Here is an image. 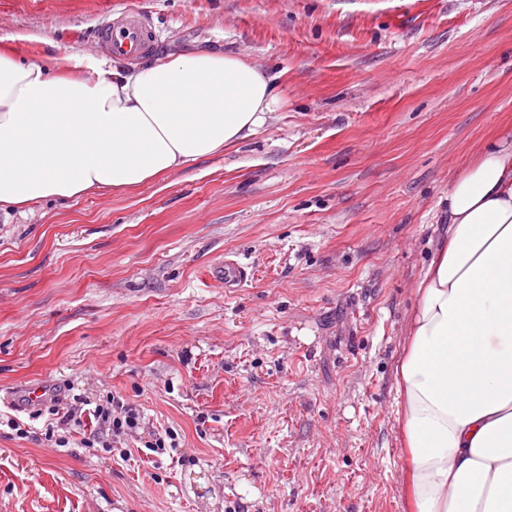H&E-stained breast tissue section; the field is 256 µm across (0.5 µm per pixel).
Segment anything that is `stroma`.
<instances>
[{"label": "stroma", "instance_id": "stroma-1", "mask_svg": "<svg viewBox=\"0 0 512 512\" xmlns=\"http://www.w3.org/2000/svg\"><path fill=\"white\" fill-rule=\"evenodd\" d=\"M124 10L281 105L137 190L0 211V512H412L398 367L448 186L512 129V0H0V49L84 66ZM110 396L140 427L85 447Z\"/></svg>", "mask_w": 512, "mask_h": 512}]
</instances>
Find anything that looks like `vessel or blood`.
<instances>
[{"instance_id":"obj_1","label":"vessel or blood","mask_w":512,"mask_h":512,"mask_svg":"<svg viewBox=\"0 0 512 512\" xmlns=\"http://www.w3.org/2000/svg\"><path fill=\"white\" fill-rule=\"evenodd\" d=\"M97 43L110 56L135 58L154 48L156 32L146 14L124 11L100 28Z\"/></svg>"}]
</instances>
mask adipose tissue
Masks as SVG:
<instances>
[{
    "label": "adipose tissue",
    "instance_id": "ef3b65f1",
    "mask_svg": "<svg viewBox=\"0 0 512 512\" xmlns=\"http://www.w3.org/2000/svg\"><path fill=\"white\" fill-rule=\"evenodd\" d=\"M279 104L247 57L51 72L0 51V208L134 190L252 137ZM398 368L415 512H512V133L448 188Z\"/></svg>",
    "mask_w": 512,
    "mask_h": 512
}]
</instances>
